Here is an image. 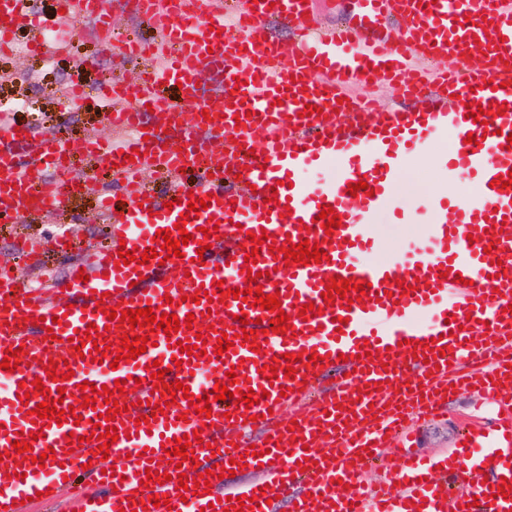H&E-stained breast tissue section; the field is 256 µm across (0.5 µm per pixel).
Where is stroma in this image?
Masks as SVG:
<instances>
[{"label": "stroma", "mask_w": 512, "mask_h": 512, "mask_svg": "<svg viewBox=\"0 0 512 512\" xmlns=\"http://www.w3.org/2000/svg\"><path fill=\"white\" fill-rule=\"evenodd\" d=\"M100 70L86 72L83 82L86 86V101L81 107L70 112L66 121H59L62 106L59 90L71 81L73 71L68 56H59L54 69H44L40 57L0 58V73H6V81H0V102L12 98H27L33 103L29 112L14 114L18 124L30 126L33 136L50 128L60 127L63 135L72 139L94 133L101 140L112 137L106 125L104 110L99 105V77L101 72L112 73L118 80L132 82L140 73L149 68V59L123 60L101 57ZM448 148L447 143L433 144L430 152L411 159L401 174L395 190L398 204L407 206L410 212L424 214L426 203L436 191L445 185H452L461 194L472 190L473 185L466 176H458L454 182H447L437 159ZM120 212H113L110 221H103L93 196L74 195L54 217L32 215L15 224L0 226V263L22 265L23 243H39L52 238L56 233L74 234L87 244L101 243L106 238L107 223H119ZM493 409L491 399L477 393H467L450 398L445 413L420 425L409 441L410 451L421 456H435L454 448L461 436L477 428L484 415Z\"/></svg>", "instance_id": "35a3bbf8"}]
</instances>
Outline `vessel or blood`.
<instances>
[{
	"label": "vessel or blood",
	"mask_w": 512,
	"mask_h": 512,
	"mask_svg": "<svg viewBox=\"0 0 512 512\" xmlns=\"http://www.w3.org/2000/svg\"><path fill=\"white\" fill-rule=\"evenodd\" d=\"M348 23L321 32L307 0H229L226 15L210 14V0H141L143 20L152 22L164 64L132 84L105 83V118L131 138L109 148L85 136L72 143L55 132L43 135L29 158L19 148L30 139L26 127H0V208L17 216L58 212L77 192L76 179L56 177L34 185L28 165L63 166L80 152L95 158L103 177L91 189L103 209L113 193L127 200L119 225L123 241L106 239L69 268L72 307L25 289L14 266L0 265V359L19 350L15 372L0 369L8 387L0 391V512H19L21 500L36 492L58 497L98 446L93 422L109 409L104 400L83 408L81 383L113 387L122 405L113 424L120 437L110 446L114 474L92 467L100 489L78 500L77 512H224L228 491L211 477L210 492L181 497L179 474L196 478L203 461L229 467L243 458L254 481L238 488L242 512H512V500L493 496L512 484V0H343ZM400 22L393 41L380 31L388 19ZM277 20L300 32L293 47L275 42L268 23ZM30 21L17 0H0V37L9 38ZM454 60V69H432L429 61ZM217 87L203 94L201 82ZM382 80L397 87L403 103L379 108L347 94L351 85ZM315 113H307V106ZM471 105L485 110L484 122L467 116ZM163 113L161 125H147V110ZM180 134L168 141L166 130ZM479 144L467 142V135ZM453 144L441 163L449 175L471 178L473 190L460 196L440 190L427 209L426 246L413 256L386 253L375 230L381 211L393 208L395 187L409 158L444 136ZM224 141L222 162L201 159L209 138ZM338 163L333 182L319 188L300 173ZM172 182L178 202L165 209L140 181L144 170ZM193 171L192 189L178 187L183 170ZM365 189L350 195L349 184ZM209 198L206 210L189 212L187 195ZM332 207L339 228L326 231L318 216ZM192 239L182 257L121 264L120 247L143 253L157 230H173L178 219ZM267 233L256 264L246 266L250 234ZM327 253L321 263L285 264L271 247L303 240ZM202 262H195V255ZM374 260L358 263L357 255ZM86 281H79L78 272ZM260 275L263 293L278 295L291 329L272 332L278 311L251 307L232 289L249 288L248 272ZM351 291L325 304L322 294L334 279ZM365 283L364 293L354 286ZM228 294H221V287ZM320 308L301 315L303 304ZM115 310L152 308L154 315L191 320L175 340L142 328L151 341L145 353L121 359V337L131 326L109 320L101 306ZM260 321L250 349L239 333L242 321ZM103 329L111 343L106 363L95 362L88 324ZM234 338L223 354L213 349L221 335ZM205 340V355L184 353ZM81 342L74 350L72 342ZM298 355L295 378L284 375L286 354ZM324 364L312 362V355ZM118 368H110L111 360ZM165 368V384L181 382L188 396L166 403L151 379L149 365ZM69 364L72 379L48 380L49 364ZM276 366L268 380L263 366ZM223 371L206 381V367ZM236 378H229V370ZM42 378L43 390L33 381ZM229 386L232 397L212 402L211 415L196 414L194 400ZM479 389L503 399L487 430L472 432L458 446L456 460L425 461L403 454L398 469L366 487V448L409 438L414 420L436 416L448 393ZM254 390L256 404L236 401ZM63 398L81 410V420L63 413L60 421L29 413L43 398ZM261 433L248 446L245 433ZM38 432L32 452L15 453L20 434ZM200 432L194 460L171 455L176 439ZM86 437L69 448L71 436ZM55 455L44 464L42 452ZM20 465L22 478L9 477ZM344 491H337V483ZM263 495V504L252 498ZM166 497L152 507L151 497Z\"/></svg>",
	"instance_id": "b4317fda"
}]
</instances>
